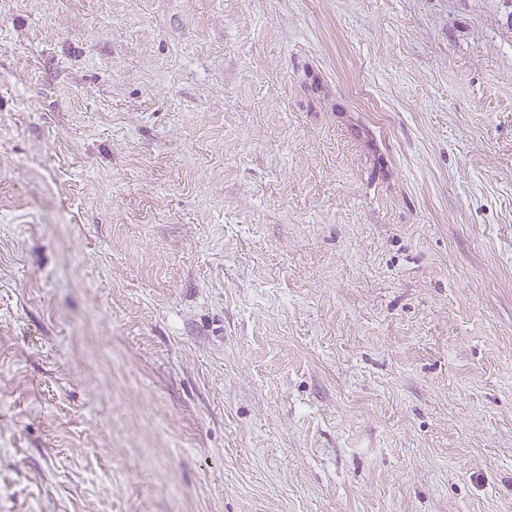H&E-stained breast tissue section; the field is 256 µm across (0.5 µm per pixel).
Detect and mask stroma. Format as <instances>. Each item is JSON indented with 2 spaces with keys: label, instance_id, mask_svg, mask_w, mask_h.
<instances>
[{
  "label": "stroma",
  "instance_id": "1",
  "mask_svg": "<svg viewBox=\"0 0 512 512\" xmlns=\"http://www.w3.org/2000/svg\"><path fill=\"white\" fill-rule=\"evenodd\" d=\"M0 512H512V0H0Z\"/></svg>",
  "mask_w": 512,
  "mask_h": 512
}]
</instances>
